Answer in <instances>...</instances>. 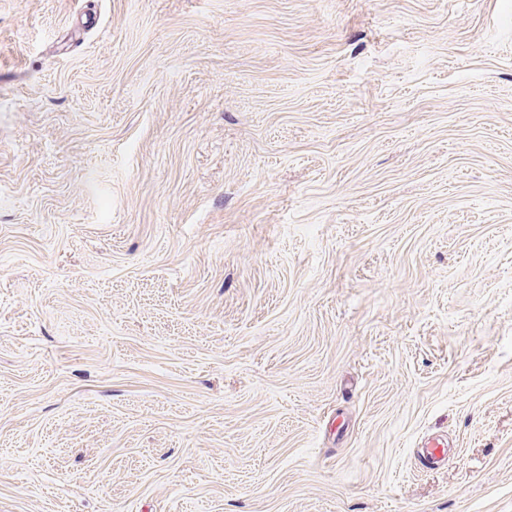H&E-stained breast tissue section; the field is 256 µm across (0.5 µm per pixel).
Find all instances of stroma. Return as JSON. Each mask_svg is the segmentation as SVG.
Segmentation results:
<instances>
[{
	"mask_svg": "<svg viewBox=\"0 0 512 512\" xmlns=\"http://www.w3.org/2000/svg\"><path fill=\"white\" fill-rule=\"evenodd\" d=\"M0 512H512V0H0ZM447 447V442L439 438L428 440L418 454L421 465L424 468L440 466L448 455Z\"/></svg>",
	"mask_w": 512,
	"mask_h": 512,
	"instance_id": "35a3bbf8",
	"label": "stroma"
}]
</instances>
